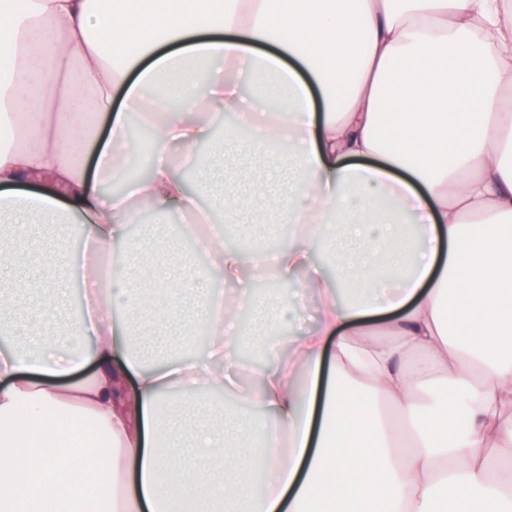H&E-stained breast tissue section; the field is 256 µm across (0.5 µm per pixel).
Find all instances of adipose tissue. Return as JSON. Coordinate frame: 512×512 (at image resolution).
<instances>
[{
    "label": "adipose tissue",
    "mask_w": 512,
    "mask_h": 512,
    "mask_svg": "<svg viewBox=\"0 0 512 512\" xmlns=\"http://www.w3.org/2000/svg\"><path fill=\"white\" fill-rule=\"evenodd\" d=\"M0 42V127L22 135L0 142V271L28 268L15 298L0 294V323L25 299L27 333L44 341L0 353V512H512L504 0H0ZM252 62L278 110L215 75ZM228 111L246 112L248 138L216 137ZM135 117L153 144L132 179ZM283 141L284 158L271 151ZM230 151L269 153L266 176L205 207ZM115 181L127 192H105ZM145 210L206 235L207 266L162 245L146 268L131 239ZM228 224H289L295 241L247 264ZM335 224L367 257L368 290L347 304ZM265 263L296 282L294 314L310 295L319 312L277 367L251 370L239 345L264 344L283 315L252 289ZM72 278L96 313L45 339L50 297ZM190 291L205 354L144 366L141 327L174 335ZM425 378L443 400L420 399ZM237 392L245 413L212 423L216 396Z\"/></svg>",
    "instance_id": "ef3b65f1"
}]
</instances>
